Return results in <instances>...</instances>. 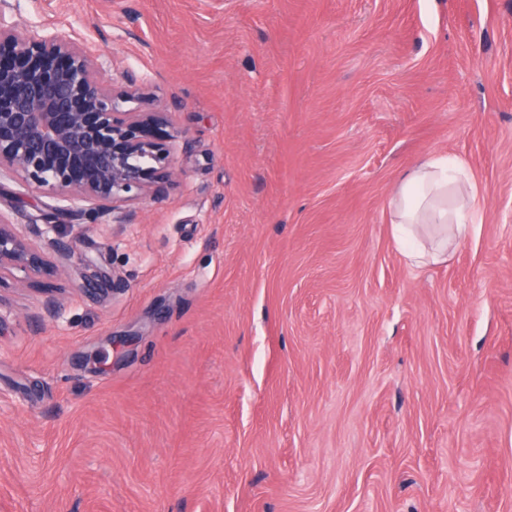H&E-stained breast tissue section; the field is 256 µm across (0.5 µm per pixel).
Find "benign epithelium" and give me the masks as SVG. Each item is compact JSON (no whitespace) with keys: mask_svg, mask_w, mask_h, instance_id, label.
I'll use <instances>...</instances> for the list:
<instances>
[{"mask_svg":"<svg viewBox=\"0 0 512 512\" xmlns=\"http://www.w3.org/2000/svg\"><path fill=\"white\" fill-rule=\"evenodd\" d=\"M105 66L73 36L22 28L0 10V180L65 201L92 224L160 192L173 175L169 142L181 136L161 111L122 110L142 99L139 84H108ZM69 257L0 212V285L42 287Z\"/></svg>","mask_w":512,"mask_h":512,"instance_id":"7a95c632","label":"benign epithelium"}]
</instances>
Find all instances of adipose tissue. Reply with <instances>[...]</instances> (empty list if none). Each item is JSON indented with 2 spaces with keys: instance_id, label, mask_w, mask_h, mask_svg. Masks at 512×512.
Instances as JSON below:
<instances>
[{
  "instance_id": "obj_1",
  "label": "adipose tissue",
  "mask_w": 512,
  "mask_h": 512,
  "mask_svg": "<svg viewBox=\"0 0 512 512\" xmlns=\"http://www.w3.org/2000/svg\"><path fill=\"white\" fill-rule=\"evenodd\" d=\"M456 166L450 157L421 159L391 196L396 242L413 265L447 260L449 247L472 231L477 196L455 191Z\"/></svg>"
}]
</instances>
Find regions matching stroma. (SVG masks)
<instances>
[{
    "mask_svg": "<svg viewBox=\"0 0 512 512\" xmlns=\"http://www.w3.org/2000/svg\"><path fill=\"white\" fill-rule=\"evenodd\" d=\"M141 79L173 180L0 290V512H512V0H8ZM478 193L447 261L388 201ZM0 182L27 223L54 205ZM106 270L103 291L79 290ZM451 157L418 161L400 179L390 199L396 242L413 265L448 259V248L468 238L475 223L477 196L459 192L448 207V193L457 186Z\"/></svg>",
    "mask_w": 512,
    "mask_h": 512,
    "instance_id": "1",
    "label": "stroma"
}]
</instances>
